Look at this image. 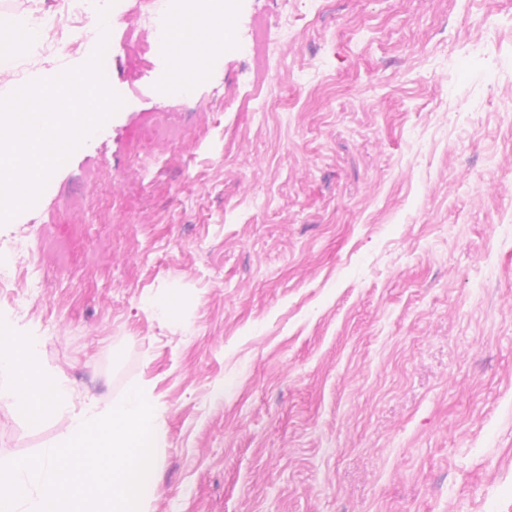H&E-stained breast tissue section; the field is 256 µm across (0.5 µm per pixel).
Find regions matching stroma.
Returning a JSON list of instances; mask_svg holds the SVG:
<instances>
[{"mask_svg":"<svg viewBox=\"0 0 512 512\" xmlns=\"http://www.w3.org/2000/svg\"><path fill=\"white\" fill-rule=\"evenodd\" d=\"M284 9L256 86L248 25ZM227 14L187 97L114 20L122 105L0 225L31 251L0 319L74 409L151 385L147 512H512V0ZM163 109L181 136L133 152ZM68 425L0 399V462Z\"/></svg>","mask_w":512,"mask_h":512,"instance_id":"35a3bbf8","label":"stroma"}]
</instances>
